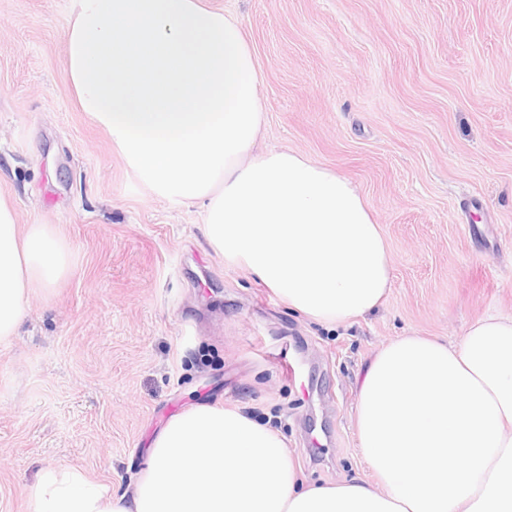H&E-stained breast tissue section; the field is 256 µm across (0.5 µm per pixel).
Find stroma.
<instances>
[{
  "label": "stroma",
  "instance_id": "obj_1",
  "mask_svg": "<svg viewBox=\"0 0 512 512\" xmlns=\"http://www.w3.org/2000/svg\"><path fill=\"white\" fill-rule=\"evenodd\" d=\"M204 2L255 48L260 147L358 186L392 288L330 327L225 263L201 208L149 193L77 107L70 0H0V195L70 255L0 341V512H35L58 465L133 494L155 436L203 403L279 430L302 484L374 481L356 404L377 351L410 334L457 344L469 322L512 315V0Z\"/></svg>",
  "mask_w": 512,
  "mask_h": 512
}]
</instances>
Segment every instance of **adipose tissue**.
Listing matches in <instances>:
<instances>
[{
    "mask_svg": "<svg viewBox=\"0 0 512 512\" xmlns=\"http://www.w3.org/2000/svg\"><path fill=\"white\" fill-rule=\"evenodd\" d=\"M66 62L81 110L150 192L202 205L225 262L320 324L381 305L392 267L357 187L294 150L257 151V57L234 15L203 0H71ZM68 267L63 240L20 228L0 196V340L30 291ZM356 423L383 491L299 485L280 431L200 404L154 438L134 496L60 466L35 485L36 512H512V316L471 322L456 347L391 342L363 378Z\"/></svg>",
    "mask_w": 512,
    "mask_h": 512,
    "instance_id": "obj_1",
    "label": "adipose tissue"
}]
</instances>
